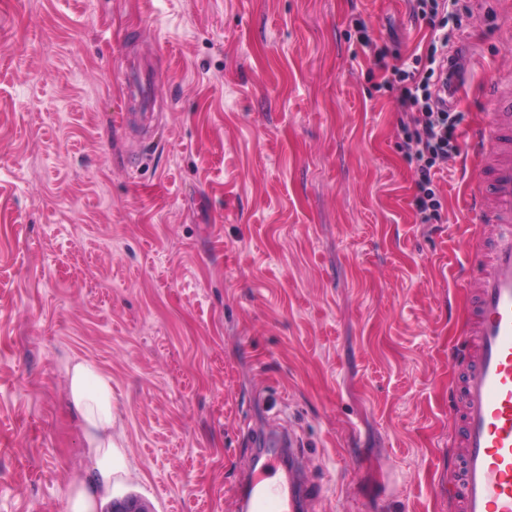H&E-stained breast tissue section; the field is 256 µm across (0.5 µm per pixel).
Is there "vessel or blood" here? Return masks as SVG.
Instances as JSON below:
<instances>
[{
  "instance_id": "b4317fda",
  "label": "vessel or blood",
  "mask_w": 512,
  "mask_h": 512,
  "mask_svg": "<svg viewBox=\"0 0 512 512\" xmlns=\"http://www.w3.org/2000/svg\"><path fill=\"white\" fill-rule=\"evenodd\" d=\"M487 106L469 136L479 166L467 195L488 234L470 242L462 270L474 291L460 340L465 371L450 396L461 407L455 512H512V81L490 88ZM277 470L265 458L235 488L240 512H306L308 499Z\"/></svg>"
}]
</instances>
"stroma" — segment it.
<instances>
[{
	"label": "stroma",
	"instance_id": "35a3bbf8",
	"mask_svg": "<svg viewBox=\"0 0 512 512\" xmlns=\"http://www.w3.org/2000/svg\"><path fill=\"white\" fill-rule=\"evenodd\" d=\"M470 6L466 133L512 67V0ZM358 21L425 42L407 0H0V512L92 471L80 360L112 378V497L236 512L278 422L312 512H453L472 161L419 223Z\"/></svg>",
	"mask_w": 512,
	"mask_h": 512
}]
</instances>
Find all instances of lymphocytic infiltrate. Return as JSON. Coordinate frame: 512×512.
Returning <instances> with one entry per match:
<instances>
[{
  "instance_id": "lymphocytic-infiltrate-1",
  "label": "lymphocytic infiltrate",
  "mask_w": 512,
  "mask_h": 512,
  "mask_svg": "<svg viewBox=\"0 0 512 512\" xmlns=\"http://www.w3.org/2000/svg\"><path fill=\"white\" fill-rule=\"evenodd\" d=\"M414 20L425 24L429 37L424 50L401 56L389 46H375L363 23H356L358 42L372 48V64L381 74L379 87L393 94L402 113L399 147L412 173L411 205L424 224L443 223L439 184L448 173V160L459 154L464 113L453 111L441 97L464 71L461 51L451 50L459 13L448 0H411Z\"/></svg>"
}]
</instances>
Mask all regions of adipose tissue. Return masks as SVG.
<instances>
[{
  "label": "adipose tissue",
  "instance_id": "1",
  "mask_svg": "<svg viewBox=\"0 0 512 512\" xmlns=\"http://www.w3.org/2000/svg\"><path fill=\"white\" fill-rule=\"evenodd\" d=\"M67 374L69 407L84 432L94 466L91 478L74 489L61 512H96L119 464L112 440V382L87 361L75 362Z\"/></svg>",
  "mask_w": 512,
  "mask_h": 512
}]
</instances>
